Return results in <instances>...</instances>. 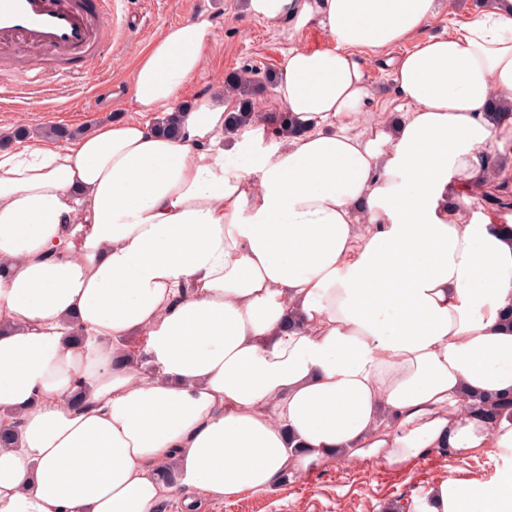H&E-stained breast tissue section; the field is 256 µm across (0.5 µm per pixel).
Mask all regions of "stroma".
Returning a JSON list of instances; mask_svg holds the SVG:
<instances>
[{
  "instance_id": "1",
  "label": "stroma",
  "mask_w": 512,
  "mask_h": 512,
  "mask_svg": "<svg viewBox=\"0 0 512 512\" xmlns=\"http://www.w3.org/2000/svg\"><path fill=\"white\" fill-rule=\"evenodd\" d=\"M480 11L478 0H457L455 11L439 7L436 16L405 42L445 36ZM206 15L213 24V38L204 68L183 89V98L220 95L226 73L244 65L280 72L288 50L306 46L329 47L330 40L315 23L299 25L296 16L283 15L267 24L254 18L245 0H117L113 21L119 33L112 43V56L90 60L81 75L54 74V61L38 62L36 69L0 63V141L6 149L18 147L15 129L31 130L54 124L81 128L100 120L136 118L132 73L140 54L159 32L171 23ZM389 50L363 49L357 57L371 94L367 111H387L398 118L401 99L388 64ZM112 82V105L104 112H89L85 103L101 80ZM499 461L490 450L470 458L432 452L408 469L396 472L364 461L340 463L322 460L303 475L282 479L268 492L238 500L205 504L201 512H391L398 503L426 497L436 483L451 477L493 479Z\"/></svg>"
}]
</instances>
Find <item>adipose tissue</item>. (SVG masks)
Instances as JSON below:
<instances>
[{
  "label": "adipose tissue",
  "instance_id": "adipose-tissue-1",
  "mask_svg": "<svg viewBox=\"0 0 512 512\" xmlns=\"http://www.w3.org/2000/svg\"><path fill=\"white\" fill-rule=\"evenodd\" d=\"M248 8L295 10L333 42L290 49L274 88L303 134L239 131L225 162L229 95L179 112V138L155 132L205 64L200 15L139 58L140 120L0 152V426L18 428L0 512H156L176 486L195 512L325 458L400 471L438 448L502 466L440 482L421 512H512V421L462 403L512 390V214L462 210L512 179L484 154L512 142V115H484L512 100V0L397 57L390 129L363 116L355 52L400 46L436 0Z\"/></svg>",
  "mask_w": 512,
  "mask_h": 512
}]
</instances>
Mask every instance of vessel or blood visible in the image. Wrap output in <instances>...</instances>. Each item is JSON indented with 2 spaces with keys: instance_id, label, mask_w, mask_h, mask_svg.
<instances>
[{
  "instance_id": "vessel-or-blood-1",
  "label": "vessel or blood",
  "mask_w": 512,
  "mask_h": 512,
  "mask_svg": "<svg viewBox=\"0 0 512 512\" xmlns=\"http://www.w3.org/2000/svg\"><path fill=\"white\" fill-rule=\"evenodd\" d=\"M112 0H0V57L17 50L77 64L112 51Z\"/></svg>"
}]
</instances>
